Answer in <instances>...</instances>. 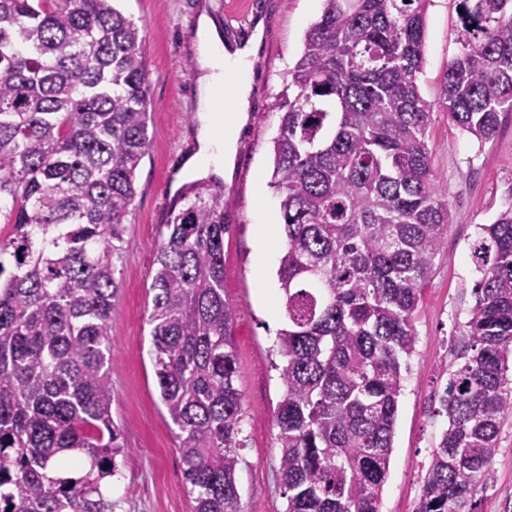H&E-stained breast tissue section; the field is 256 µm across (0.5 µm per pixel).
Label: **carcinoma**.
Masks as SVG:
<instances>
[{
	"label": "carcinoma",
	"instance_id": "obj_1",
	"mask_svg": "<svg viewBox=\"0 0 512 512\" xmlns=\"http://www.w3.org/2000/svg\"><path fill=\"white\" fill-rule=\"evenodd\" d=\"M290 69L273 145L285 512H379L413 325L454 222L425 133L432 112L480 143L512 113V0H458L438 101L417 84L431 0H324ZM149 71L113 0H0V512H112L128 449L112 419L113 258L148 135ZM224 199L164 225L148 323L192 512H244V448L224 299ZM479 278L439 396L448 419L415 512H480L512 424V187L469 244ZM89 460L74 469L77 457Z\"/></svg>",
	"mask_w": 512,
	"mask_h": 512
}]
</instances>
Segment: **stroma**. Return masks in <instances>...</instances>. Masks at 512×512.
Listing matches in <instances>:
<instances>
[{"label": "stroma", "instance_id": "stroma-1", "mask_svg": "<svg viewBox=\"0 0 512 512\" xmlns=\"http://www.w3.org/2000/svg\"><path fill=\"white\" fill-rule=\"evenodd\" d=\"M323 0H116L143 37L149 70L150 145L136 172L137 194L125 220V251L115 263L120 284L112 305V418L129 450L110 477L112 512H190L177 452V429L162 404L155 376L148 315L163 224L187 200L193 180L174 188L177 167L195 141L197 120L193 41L198 14L220 32L240 37L238 17L262 23L252 66L251 109L231 171L224 174V298L236 311L232 329L237 385L243 395L245 446L237 470L246 512H284L278 473L275 408L283 387L272 369L282 326L276 271L285 249L278 199L270 187L273 139L289 76L306 30L319 19ZM422 96L438 97L443 73L456 55L457 0H431L426 14ZM426 140L439 184L454 213L432 277L414 316L416 350L399 398L388 479L380 512H414L431 450L447 426L435 396L448 378L451 345L473 304L477 278L468 245L479 225L490 223L512 186V114L495 137L478 142L446 113L433 112ZM273 245L256 250L259 230ZM495 481L482 493L483 512H512V425L504 426L494 460Z\"/></svg>", "mask_w": 512, "mask_h": 512}]
</instances>
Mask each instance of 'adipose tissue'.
<instances>
[{
	"mask_svg": "<svg viewBox=\"0 0 512 512\" xmlns=\"http://www.w3.org/2000/svg\"><path fill=\"white\" fill-rule=\"evenodd\" d=\"M198 77L197 151L186 161L185 173L205 177L232 166L237 134L250 105L252 48L225 42L207 16L195 27Z\"/></svg>",
	"mask_w": 512,
	"mask_h": 512,
	"instance_id": "obj_1",
	"label": "adipose tissue"
}]
</instances>
